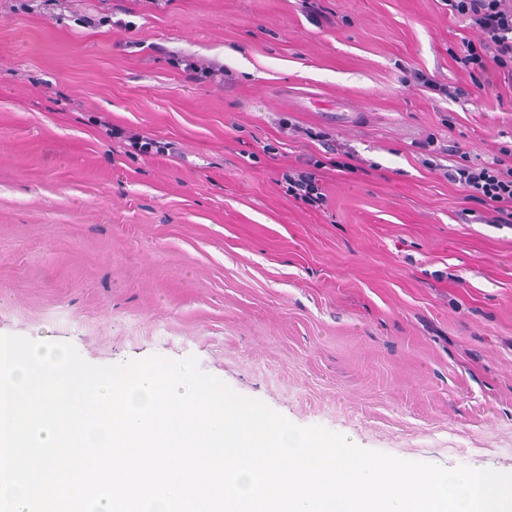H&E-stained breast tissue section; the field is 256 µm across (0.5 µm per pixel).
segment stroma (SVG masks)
Here are the masks:
<instances>
[{
    "label": "stroma",
    "mask_w": 512,
    "mask_h": 512,
    "mask_svg": "<svg viewBox=\"0 0 512 512\" xmlns=\"http://www.w3.org/2000/svg\"><path fill=\"white\" fill-rule=\"evenodd\" d=\"M26 3L0 0V334L192 357L295 425L512 473V223L445 175L512 148V88L457 63L448 0ZM308 158L317 209L278 183ZM179 66L189 79L198 82L209 81L217 85H224V74L227 73L223 66H203L193 58H181L177 60Z\"/></svg>",
    "instance_id": "stroma-1"
}]
</instances>
